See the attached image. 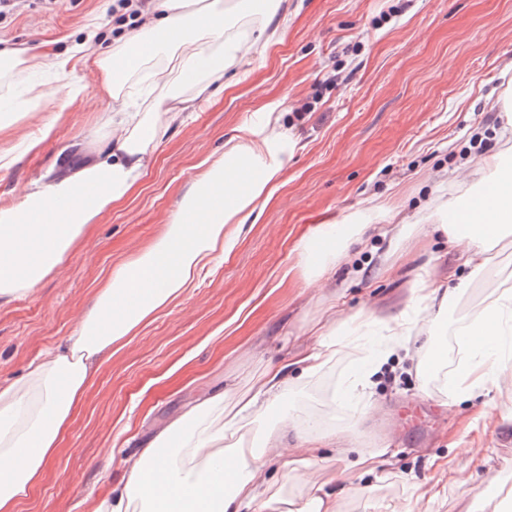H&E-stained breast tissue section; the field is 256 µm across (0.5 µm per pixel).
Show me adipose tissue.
I'll return each mask as SVG.
<instances>
[{
    "instance_id": "1",
    "label": "adipose tissue",
    "mask_w": 512,
    "mask_h": 512,
    "mask_svg": "<svg viewBox=\"0 0 512 512\" xmlns=\"http://www.w3.org/2000/svg\"><path fill=\"white\" fill-rule=\"evenodd\" d=\"M258 31L230 23L223 0H153L136 34L115 39L110 50L92 41L77 54L93 59L108 97L111 133L94 155L83 156L47 184L18 188L16 200L0 202V305L31 294L114 205L127 200L156 162L163 133L203 110L219 81L240 63L263 64L264 47L282 41L288 14L272 0ZM258 176L243 179L245 167ZM282 161L269 143L243 133L228 140L221 158L208 164L182 197L161 234L133 260L111 270L70 336L44 358L31 361L20 379L0 384V512L17 505L51 462L74 411L112 346L134 335L155 311L177 299L217 255L230 251L256 202H270L283 185ZM477 194L455 197L429 220L439 223L448 245L468 269L451 288L416 277L411 304L378 317L379 347L408 346L414 333L434 325L444 308L481 280L488 254L512 230V175L500 154L478 160L472 171ZM363 230L359 224H328L318 244H303L314 281L343 257ZM335 318H327L312 351L270 367L254 393L226 389L209 396L169 423L145 448L123 457V476L90 501L89 512H341L335 492L316 478L319 438L314 426L281 417L261 448L224 446L227 432L264 416L288 400L291 371L317 374L347 345ZM457 334L466 357L448 379V397H472L485 384L498 392L478 418L495 424L512 408V289L491 296L464 318ZM304 466L306 498L288 503L285 464Z\"/></svg>"
}]
</instances>
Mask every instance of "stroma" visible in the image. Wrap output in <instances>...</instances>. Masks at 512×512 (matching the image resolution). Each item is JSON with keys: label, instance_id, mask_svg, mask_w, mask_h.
Wrapping results in <instances>:
<instances>
[{"label": "stroma", "instance_id": "35a3bbf8", "mask_svg": "<svg viewBox=\"0 0 512 512\" xmlns=\"http://www.w3.org/2000/svg\"><path fill=\"white\" fill-rule=\"evenodd\" d=\"M114 0H22L0 18V46L27 55L51 51L77 73H88L83 92L67 97L52 72L39 74L55 102L35 111L27 87L33 78L7 77L9 109L0 114V153L17 157L0 171V198L15 187L46 181L64 156L93 153L109 133L110 101L93 79L92 61L73 48L95 23L97 38L117 35ZM512 59V0H288V31L255 70L227 72L230 86L202 112L192 113L157 148V162L131 197L113 206L36 287L0 306V383L19 379L31 360L62 343L111 268L150 245L200 174L203 161L224 153L242 126L268 139L284 163V186L256 207L230 253L210 263L172 303L157 311L99 370L52 462L23 499L18 512H88V498L104 481L113 449L134 453L199 399L235 386L249 390L268 362L314 344L328 310L342 317L407 308L414 277L427 268L431 280L451 286L466 271L448 238L424 225L394 258L381 263L388 233L422 209L447 208L461 194L444 175L479 157L512 150L500 137L493 105L502 91L498 73ZM277 105L279 126L266 112ZM50 135L25 151L43 124ZM371 213L369 226L349 256L317 288L300 255L318 225L349 223ZM512 286V234L491 252L483 279L449 311L448 366L422 370L416 359L393 356L373 378L370 399L343 396L348 375L361 364L348 347L313 377L290 389L287 409H270L248 425L261 443L283 412L355 447L368 466L344 471L333 449H323L319 481L336 486L374 484L371 497L346 496L343 512H381L408 502L415 512H487L471 488L497 475L512 484V422L472 427L482 405L496 399L486 386L473 400L450 402L445 381L462 357L457 321L498 289ZM482 453L455 459L468 486L448 485L424 497L435 472L433 458L450 459L460 441Z\"/></svg>", "mask_w": 512, "mask_h": 512}]
</instances>
